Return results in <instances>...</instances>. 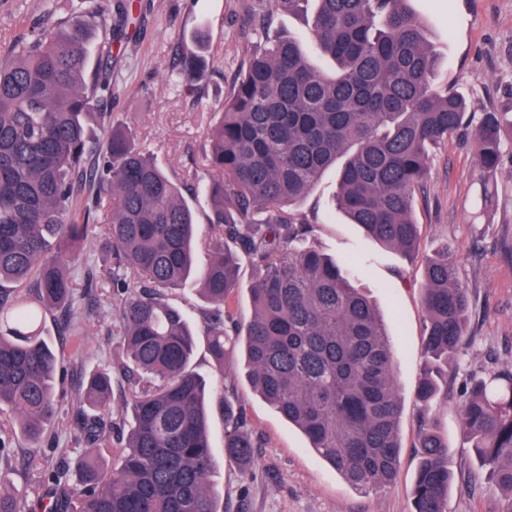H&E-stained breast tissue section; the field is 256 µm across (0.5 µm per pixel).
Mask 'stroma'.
Masks as SVG:
<instances>
[{"mask_svg": "<svg viewBox=\"0 0 512 512\" xmlns=\"http://www.w3.org/2000/svg\"><path fill=\"white\" fill-rule=\"evenodd\" d=\"M117 0H102L112 32V96L96 102L86 118L91 141L103 134L101 117L130 127L138 145L163 166L193 207L200 240H209L208 199L199 182L205 173V145L224 98L250 44L244 33L253 0H133L132 18L123 21ZM438 58L435 82L463 95L469 111L512 113V0H412ZM39 13L33 0H0V58L23 42ZM206 40L209 65L203 79L188 86L170 72L195 34ZM337 182L326 174L300 202V213L316 226L304 243L336 259L355 258L362 272L357 285L382 312L396 356L402 401L398 436L401 458L395 481L379 492L356 491L308 446L300 431L271 408L248 381L241 349L227 369L251 430L265 440L257 449L251 478L224 453V387L207 350L209 304L197 284L167 290L197 336L193 366L212 384L210 480L220 512H409L419 463L416 448L422 411L415 399L424 368L423 313L418 291L425 261L440 242L461 255L458 277L469 291L468 344L448 382V402L429 415L448 440L454 483L448 512H512V496L490 482L462 438L457 393L473 373L512 367V146L490 182L480 180L471 137H454L432 152L428 182L416 198L414 217L423 247L414 260L368 239L334 202ZM118 296L111 279L97 288L77 289L69 311L46 313L43 334L61 355L56 393L57 418L46 434L38 466L26 462L27 442L15 437L10 452L8 490L38 501L46 486L40 475L75 461L83 452L75 441L76 398L91 372H110L122 353L115 328Z\"/></svg>", "mask_w": 512, "mask_h": 512, "instance_id": "1", "label": "stroma"}]
</instances>
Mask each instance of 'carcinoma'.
<instances>
[{
  "instance_id": "obj_1",
  "label": "carcinoma",
  "mask_w": 512,
  "mask_h": 512,
  "mask_svg": "<svg viewBox=\"0 0 512 512\" xmlns=\"http://www.w3.org/2000/svg\"><path fill=\"white\" fill-rule=\"evenodd\" d=\"M309 0H255L260 38L224 98L206 153L208 224L215 233L197 263L193 209L127 127L105 131V152L87 164L85 118L112 96L111 46L97 49L98 0H77L62 21L37 0L38 23L0 59V408L15 416L30 448L56 419L58 355L43 336V314L73 301L71 266L106 209L105 228L123 273L118 374L133 424L118 467L106 474L112 422L100 413L112 375L95 372L77 402V482L63 468L43 474L48 489L32 504L0 494V512H219L209 483L206 381L193 368L194 334L166 299L199 272L213 305L208 350L224 370L227 344H245L253 389L307 438L310 448L361 491L394 479L402 411L396 358L374 303L353 284L357 265L300 245L310 232L292 209L326 170L337 168L335 204L367 238L405 256L421 247L415 196L433 148L474 129L473 149L489 180L503 157L512 119L469 112L464 98L434 85L437 57L411 0H314L304 39L270 32L282 11ZM176 64L188 84L206 70L202 34ZM316 52L332 72L310 63ZM244 262L258 271L250 315L239 324L229 302ZM458 260L443 242L420 282L425 367L416 400L448 399L470 317ZM32 282V298L20 287ZM463 435L499 487L512 493V369L473 374L459 396ZM262 441L242 409L224 400V449L251 468ZM411 512H448V440L422 425Z\"/></svg>"
}]
</instances>
